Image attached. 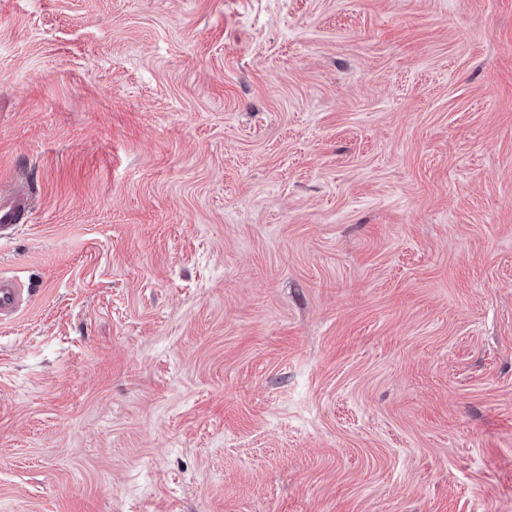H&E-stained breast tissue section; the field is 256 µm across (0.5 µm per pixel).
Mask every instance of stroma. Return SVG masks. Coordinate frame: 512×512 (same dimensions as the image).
<instances>
[{
  "label": "stroma",
  "instance_id": "stroma-1",
  "mask_svg": "<svg viewBox=\"0 0 512 512\" xmlns=\"http://www.w3.org/2000/svg\"><path fill=\"white\" fill-rule=\"evenodd\" d=\"M0 512H512V0H0ZM31 203L32 197L25 185L7 191L0 189V239L13 236L24 226ZM27 300L24 288L16 279L0 275V322L15 318Z\"/></svg>",
  "mask_w": 512,
  "mask_h": 512
}]
</instances>
